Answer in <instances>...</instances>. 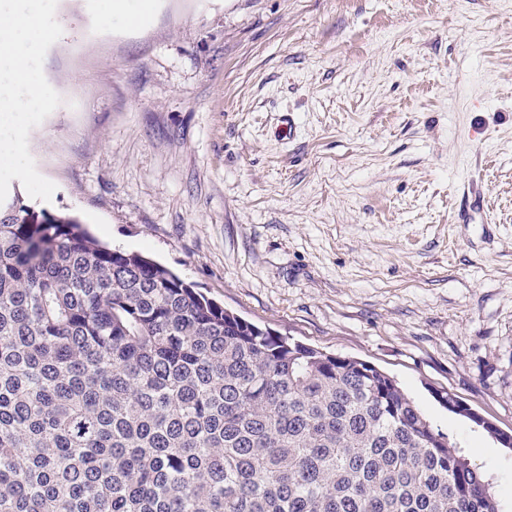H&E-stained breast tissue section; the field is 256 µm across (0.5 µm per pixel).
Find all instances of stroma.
Returning a JSON list of instances; mask_svg holds the SVG:
<instances>
[{
	"instance_id": "stroma-1",
	"label": "stroma",
	"mask_w": 512,
	"mask_h": 512,
	"mask_svg": "<svg viewBox=\"0 0 512 512\" xmlns=\"http://www.w3.org/2000/svg\"><path fill=\"white\" fill-rule=\"evenodd\" d=\"M100 6L58 0L0 195L393 376L512 512V449L435 396L512 434V0ZM103 1V9L100 13V16L103 20H110L112 17V13L114 11L117 12H126L129 22L134 24L138 21L139 15L144 11L148 10L151 6V2L153 0H139V3L135 8L131 7L128 3L130 0H101Z\"/></svg>"
}]
</instances>
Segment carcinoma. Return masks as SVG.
Here are the masks:
<instances>
[{"instance_id":"carcinoma-1","label":"carcinoma","mask_w":512,"mask_h":512,"mask_svg":"<svg viewBox=\"0 0 512 512\" xmlns=\"http://www.w3.org/2000/svg\"><path fill=\"white\" fill-rule=\"evenodd\" d=\"M449 411L500 432L449 393ZM0 512H499L390 375L0 207Z\"/></svg>"}]
</instances>
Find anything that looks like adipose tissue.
Returning a JSON list of instances; mask_svg holds the SVG:
<instances>
[{
	"instance_id": "ef3b65f1",
	"label": "adipose tissue",
	"mask_w": 512,
	"mask_h": 512,
	"mask_svg": "<svg viewBox=\"0 0 512 512\" xmlns=\"http://www.w3.org/2000/svg\"><path fill=\"white\" fill-rule=\"evenodd\" d=\"M49 0H0V163L22 170L19 138L12 131L22 118L41 109L51 88L36 72L39 49L57 40L59 29L48 20Z\"/></svg>"
}]
</instances>
